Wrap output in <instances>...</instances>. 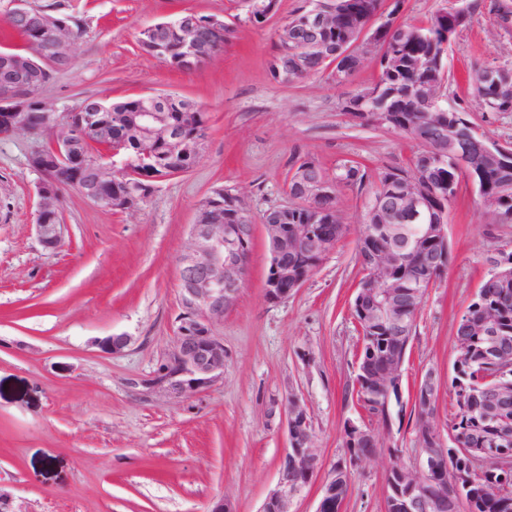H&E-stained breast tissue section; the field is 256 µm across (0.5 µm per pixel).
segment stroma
I'll use <instances>...</instances> for the list:
<instances>
[{
  "instance_id": "stroma-1",
  "label": "stroma",
  "mask_w": 512,
  "mask_h": 512,
  "mask_svg": "<svg viewBox=\"0 0 512 512\" xmlns=\"http://www.w3.org/2000/svg\"><path fill=\"white\" fill-rule=\"evenodd\" d=\"M468 22L448 49L447 98L467 119L512 145V112H489L468 74L512 67V26L498 8L512 0H469ZM83 21L69 69L42 94L59 111L82 99L105 101L169 91L208 117L195 166L157 184L132 214L99 209L76 191L63 201L64 245L45 250L34 225L37 138L0 136V491L23 512H259L289 446L279 403H305L323 473L345 457L344 424L377 419L345 389L356 373L361 334L352 317L362 277L358 238L368 192L344 188L347 232L315 274L287 301L265 295L268 243L262 228L297 160L328 171L356 162L370 174L411 167L420 144L386 125L351 119L346 100L373 82L367 57L343 83L328 73L289 83L268 70L276 29L305 0H277L264 24L245 18L242 0H63ZM183 10L220 15L230 30L221 54L182 72L147 55L138 30ZM238 194L254 225L250 269L236 306L218 328L224 376L183 398L144 387L171 348L179 312V258L200 202L213 191ZM453 261L428 288L403 366L412 394L425 370L440 379L436 417L447 433L456 411L450 386L453 330L488 275L512 224H486L477 194L462 184L448 213ZM130 337L120 353L108 336ZM379 455L351 468L342 512H386L385 475L393 461L416 462L411 422L382 436Z\"/></svg>"
}]
</instances>
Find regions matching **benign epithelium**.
<instances>
[{
	"mask_svg": "<svg viewBox=\"0 0 512 512\" xmlns=\"http://www.w3.org/2000/svg\"><path fill=\"white\" fill-rule=\"evenodd\" d=\"M247 17L262 20L269 15L266 0H243ZM337 6L324 4V0H311L301 23L286 21L276 32L278 41L288 43L291 54L290 68H280L275 61L277 79L288 82V73L305 76L312 70L313 62L320 64L334 59L339 67L333 72L334 79L347 80L368 55H375L379 46L387 44L383 65L405 51L402 39L392 38L397 23L392 16H380L381 29L368 33L363 27L359 38L346 51L336 48L327 37L336 27ZM10 21L34 33L40 43L35 54L12 53L4 56L0 68V136L16 134L38 135L42 130L50 132V148H38L29 158L31 168L38 173L35 228L42 246L56 251L63 246L64 224L60 220L61 198L54 174L62 167L78 163L88 177L76 181V191L94 206L104 209L136 211L153 192L156 183L176 175V171H156V164L149 162L147 154L132 164L117 161L119 150L112 148V114L96 98L84 100L78 107L61 115L58 108L42 97L41 85L33 77L50 69H66L72 61L77 38L66 20L48 15L30 3V0H10ZM468 19V8L461 6L438 15L437 28L442 35L439 56L446 55L447 47ZM147 49L157 55L176 52L183 68L191 71L211 58L204 47L224 37V22L216 18L201 19L193 11H184L168 21H162L142 29ZM31 87L29 98L37 102L41 121L36 125L27 112L26 98L18 94L21 88ZM446 84L432 86L422 108L425 124L417 132L432 155L438 144L448 147L459 171L469 176L472 188L481 201L483 222L509 224L512 214L503 212L496 195L486 184L489 170H512V149L497 142L489 134L469 126L466 140L457 142L453 130L458 128L460 115L446 114L438 107ZM479 100L493 101L512 107V70L507 67L485 68L476 84ZM381 93V86L364 90L346 102V109L356 119H370L388 123L386 113H373L364 105ZM182 100L175 94L153 92L141 96L137 108L118 115L128 136L138 142L159 147L167 158L186 154L199 155L206 141V134L199 131L188 139L178 131L172 121L173 103ZM98 140L107 147L105 155L91 158L82 153L88 143ZM477 149L486 159V166L476 169L471 164L472 150ZM132 177L126 193L112 196L103 191L122 175ZM295 181L300 193L298 202L310 211L307 224H280L278 220H264L263 228L270 247L271 274L265 284L266 297L277 303L288 300L314 274L317 267H307L297 259L311 252L320 258L328 256L336 248L337 238L345 229L344 224H330L317 230V222L325 211L320 203L336 196L335 181L313 163L300 168ZM435 164L426 160L414 177H406L398 183L388 181L379 186L369 203L367 212L378 216L384 224H393L402 216L416 223L419 229L412 245L437 242L448 243L447 211L454 193H441ZM233 212L212 194L200 205L195 224L191 225L189 242L180 257V312L176 318V336L173 345L160 360L148 385L162 389L181 398L190 396L210 386L224 376V339L217 334L224 314L238 302L241 288L248 274L249 257L245 248L253 237L254 225L241 218L243 205L239 196L226 192ZM409 252L397 242L384 244L375 254V268L364 272V279L357 288V308L363 320L358 326L375 320L387 324L396 336L407 332L406 312L420 302V291L406 288L393 272L401 266ZM130 343L128 336H108L98 346L108 353L122 352ZM403 362L393 359L387 362L382 374L372 382L387 391V395L401 394ZM439 379L429 369L419 379L414 392L419 411L427 420L426 438L429 444L417 449V462L408 467L416 476L409 495L401 500L399 512H458L462 501L459 482L467 478L461 473L454 481L442 475L440 466L447 442L441 437L435 419V394ZM286 418L289 448L279 461L278 481L266 496L260 512H293L294 500L309 485L313 476L322 468L319 446L305 404L295 394L286 395L281 401ZM344 432L353 438L366 436L375 448L382 447L380 435L372 429H364L353 421L345 423ZM512 447V436L502 434L493 448L495 458L505 470L512 469V459L507 449ZM343 469H334L321 486V499L317 512H336L346 498Z\"/></svg>",
	"mask_w": 512,
	"mask_h": 512,
	"instance_id": "1",
	"label": "benign epithelium"
}]
</instances>
